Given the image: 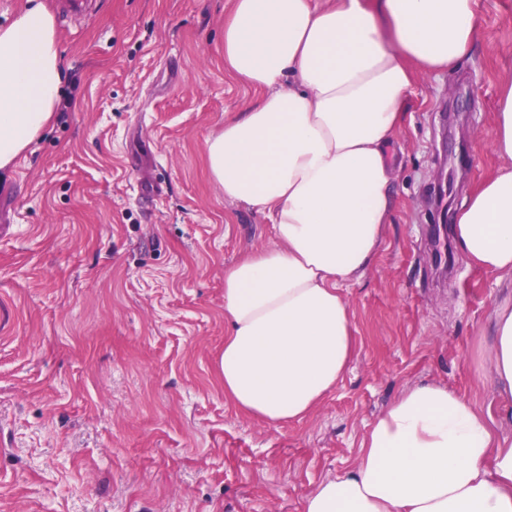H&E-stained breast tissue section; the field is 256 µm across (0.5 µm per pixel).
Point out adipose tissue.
Returning <instances> with one entry per match:
<instances>
[{
	"label": "adipose tissue",
	"mask_w": 512,
	"mask_h": 512,
	"mask_svg": "<svg viewBox=\"0 0 512 512\" xmlns=\"http://www.w3.org/2000/svg\"><path fill=\"white\" fill-rule=\"evenodd\" d=\"M482 36L476 0H234L224 69L258 92L206 143L225 199L270 219L275 244L224 270V397L278 427L307 417L355 355L345 285L377 255L395 171L387 148L416 72L457 68ZM63 67L41 0L0 29V171L51 123ZM491 143L502 168L466 195L454 238L469 264L512 278V81ZM479 350L512 401V305ZM303 512H512V437L448 386L405 389L366 433L355 465Z\"/></svg>",
	"instance_id": "obj_1"
}]
</instances>
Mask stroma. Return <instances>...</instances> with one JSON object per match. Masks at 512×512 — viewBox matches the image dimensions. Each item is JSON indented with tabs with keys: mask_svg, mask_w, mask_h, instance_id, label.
Instances as JSON below:
<instances>
[{
	"mask_svg": "<svg viewBox=\"0 0 512 512\" xmlns=\"http://www.w3.org/2000/svg\"><path fill=\"white\" fill-rule=\"evenodd\" d=\"M233 0H104L67 17L51 124L0 172V512H303L351 468L406 388L448 385L512 437L476 352L508 294L452 250L434 269L435 191L459 151L444 113L465 89V189L497 170L490 139L512 75V0H477L483 37L453 71L419 74L389 155L382 247L345 287L356 356L307 418L276 428L224 398V270L273 245L226 200L205 150L258 95L224 69ZM163 181L141 201L137 186Z\"/></svg>",
	"mask_w": 512,
	"mask_h": 512,
	"instance_id": "1",
	"label": "stroma"
}]
</instances>
